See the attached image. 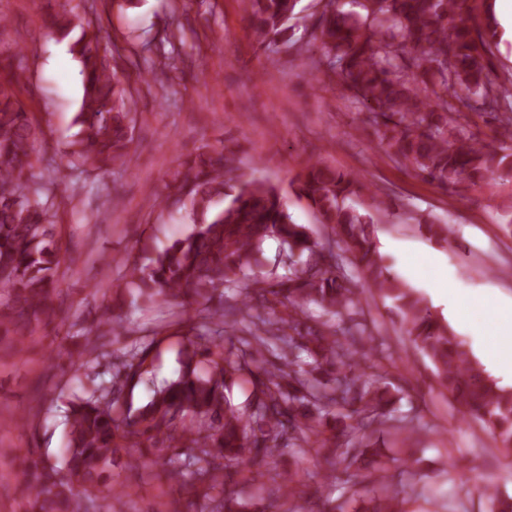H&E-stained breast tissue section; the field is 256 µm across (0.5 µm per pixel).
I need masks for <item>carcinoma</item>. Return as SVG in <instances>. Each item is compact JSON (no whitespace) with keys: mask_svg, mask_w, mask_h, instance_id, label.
I'll use <instances>...</instances> for the list:
<instances>
[{"mask_svg":"<svg viewBox=\"0 0 512 512\" xmlns=\"http://www.w3.org/2000/svg\"><path fill=\"white\" fill-rule=\"evenodd\" d=\"M300 0H242L258 43L288 38V22ZM322 0L309 17L319 58L341 97L367 110V123L394 162L450 193L487 180L512 177V94L509 80L490 78L495 20L478 21L469 0ZM51 33L68 41L81 65L83 97L76 139L55 162L63 172L81 168L105 173L134 152L133 119L123 76L111 66L95 23L72 10L48 13ZM15 55L0 53V329L10 337L7 353L26 348L30 326L49 316L47 300L62 263L50 212L48 188L31 182L38 128L18 98L23 75ZM506 112L499 136L471 129V115ZM176 193L164 208L189 210L194 229L162 250L122 260L131 288L113 286L119 307L134 294L152 304L192 300L205 306L207 321L192 328L177 376L150 388L139 406L123 400L125 390L145 382L150 345L133 341L119 349L110 379L83 386L86 357H110L106 343L86 340L69 353L77 370L65 410L66 452L56 466L36 449L22 469L23 512H114L123 492L112 485V466L122 451H147L168 444L184 449L183 465L197 482L200 512H246V487L273 500L279 512H302L297 473L279 475L272 486L251 470L257 460L286 448L301 457L314 442L354 469L346 483L359 495V472L385 471L383 449L360 433L376 423L414 442L412 421L393 415V396L376 387L379 365L367 352L351 357L348 346L374 341L363 313L361 292L343 272L355 264L362 287L393 302L415 350L436 369L439 385L465 417L480 422L512 451V390L498 386L474 361L448 326L432 315L414 290L384 261L376 244L375 215L394 200L371 190L357 175L308 161L296 176L299 196L332 228L340 252L328 250L309 229L295 223L280 189L251 177L238 165L235 145L205 148L174 173ZM275 240L279 264L288 272L257 274L262 245ZM246 284L241 305L224 297ZM309 304L341 320L314 330L300 313ZM249 385L237 403L233 388ZM491 512H512V497L482 487ZM400 491L387 484L372 512H405Z\"/></svg>","mask_w":512,"mask_h":512,"instance_id":"obj_1","label":"carcinoma"}]
</instances>
